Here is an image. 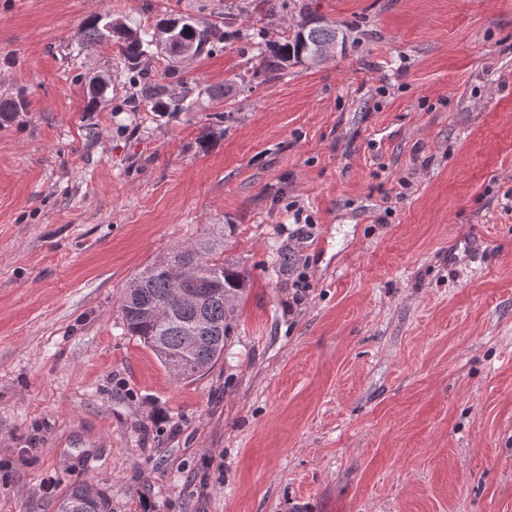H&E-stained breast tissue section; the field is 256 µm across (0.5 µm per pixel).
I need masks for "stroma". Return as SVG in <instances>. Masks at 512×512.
<instances>
[{"label": "stroma", "mask_w": 512, "mask_h": 512, "mask_svg": "<svg viewBox=\"0 0 512 512\" xmlns=\"http://www.w3.org/2000/svg\"><path fill=\"white\" fill-rule=\"evenodd\" d=\"M95 15L219 26L154 56L194 111H130ZM312 18L344 49L265 80L253 38ZM10 99L0 512H512V0H0ZM215 224L250 288L178 380L122 291ZM170 23L173 27L171 34L172 49L182 50L186 46L193 48V54L190 57L200 55L207 46H213L215 42L224 40V32L216 25L198 26L190 18H174L160 20L155 27L161 23ZM110 512V501L106 492L93 482H84L72 487L57 504V512Z\"/></svg>", "instance_id": "stroma-1"}]
</instances>
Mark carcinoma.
<instances>
[{"label": "carcinoma", "mask_w": 512, "mask_h": 512, "mask_svg": "<svg viewBox=\"0 0 512 512\" xmlns=\"http://www.w3.org/2000/svg\"><path fill=\"white\" fill-rule=\"evenodd\" d=\"M173 27L172 48L180 51L186 46L193 48V56L224 39V32L215 25L198 26L189 18L168 20ZM82 43L92 47L104 40H112L118 54L128 69L139 72L149 63L153 54L154 34L141 28L133 29L124 23L103 22V17L94 16L82 23ZM336 28L325 21L308 27L301 26L291 40L270 44L254 42L255 58L260 69L272 76L281 69V64L294 60L305 62L311 59L318 46L336 39ZM144 101L152 112H190L193 103L189 91L179 95L170 93L168 87L157 83H143L130 97L133 108ZM173 266L189 269L181 283H176L166 268L154 262L129 279L123 289L121 313L129 335L138 338L156 356L168 371L179 366L184 379L199 375L197 362L206 367L217 363L224 355V346L231 336V315L224 305V296L240 298L246 293L248 279L239 261L224 256V231H214L189 246H177L166 256ZM181 287L201 295L205 314L203 325H197L198 310L192 306L177 309L173 318L157 313V308L172 302L174 289ZM200 337L201 358H187L182 352L184 337L192 330ZM94 508L98 512H110V501L106 492L93 482H84L72 487L57 504V512H86Z\"/></svg>", "instance_id": "carcinoma-1"}]
</instances>
